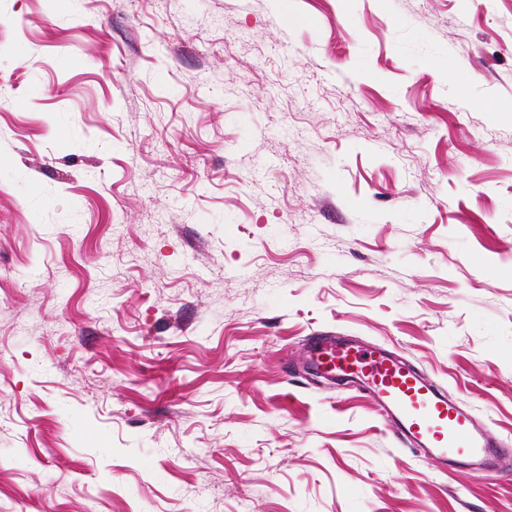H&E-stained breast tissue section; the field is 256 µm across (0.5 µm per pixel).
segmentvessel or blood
<instances>
[{
  "instance_id": "obj_1",
  "label": "vessel or blood",
  "mask_w": 512,
  "mask_h": 512,
  "mask_svg": "<svg viewBox=\"0 0 512 512\" xmlns=\"http://www.w3.org/2000/svg\"><path fill=\"white\" fill-rule=\"evenodd\" d=\"M307 365L326 380L369 391L399 441L428 452L445 468L475 459L489 465L505 454L486 438L469 409L393 351L317 335L308 339Z\"/></svg>"
}]
</instances>
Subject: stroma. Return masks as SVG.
<instances>
[{
	"label": "stroma",
	"mask_w": 512,
	"mask_h": 512,
	"mask_svg": "<svg viewBox=\"0 0 512 512\" xmlns=\"http://www.w3.org/2000/svg\"><path fill=\"white\" fill-rule=\"evenodd\" d=\"M512 0H0V512H512L308 337L512 447ZM307 365L326 380L369 391L402 444L428 452L449 470L477 458L491 465L507 453L486 438L469 409L393 351L341 336H310Z\"/></svg>",
	"instance_id": "stroma-1"
}]
</instances>
